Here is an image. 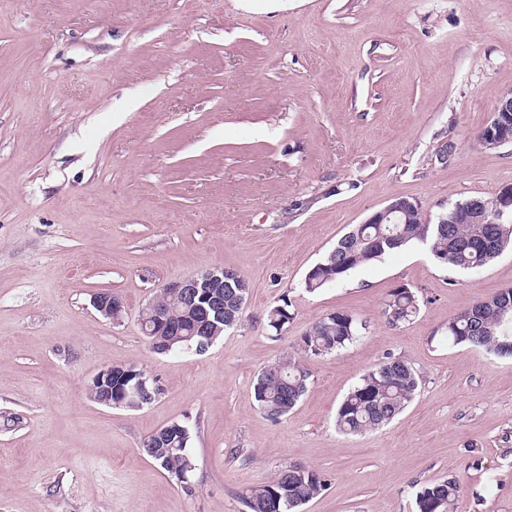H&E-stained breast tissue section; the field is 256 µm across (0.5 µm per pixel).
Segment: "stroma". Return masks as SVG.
<instances>
[{
    "instance_id": "obj_1",
    "label": "stroma",
    "mask_w": 512,
    "mask_h": 512,
    "mask_svg": "<svg viewBox=\"0 0 512 512\" xmlns=\"http://www.w3.org/2000/svg\"><path fill=\"white\" fill-rule=\"evenodd\" d=\"M511 90L512 0H0V512H248L244 494L290 466L326 481L301 512H415L451 476L452 512H512V358L446 339L512 288V252L469 272L414 245L303 288L392 198L433 217L512 185V145L478 139ZM217 268L250 282L241 326L200 355L152 353L142 307ZM401 285L419 311L392 326ZM102 292L120 322L95 310ZM339 310L359 339L306 356ZM391 357L417 372L414 399L338 432L344 396ZM288 358L307 391L275 421L252 386ZM130 363L151 403L90 398L97 372ZM175 421L197 462L187 489L142 451ZM419 311V299L412 288L402 285L394 288L385 303L383 315L392 326L410 320Z\"/></svg>"
}]
</instances>
